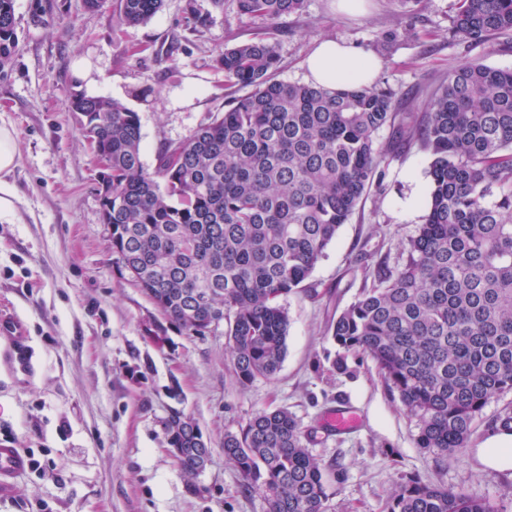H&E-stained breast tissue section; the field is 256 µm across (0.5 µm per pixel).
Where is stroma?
<instances>
[{
	"instance_id": "obj_1",
	"label": "stroma",
	"mask_w": 512,
	"mask_h": 512,
	"mask_svg": "<svg viewBox=\"0 0 512 512\" xmlns=\"http://www.w3.org/2000/svg\"><path fill=\"white\" fill-rule=\"evenodd\" d=\"M457 0H363L353 14L337 0H305L271 28L239 15L236 0H164L149 21L120 26L117 0H14L20 50L0 72V124L14 129L17 166L4 181L14 195L0 216V445L39 460L0 497V512H266L235 466L224 436L255 413L283 408L310 432L308 448L332 483L328 512H387L391 490L409 476L465 488L512 512V472L486 470L473 448L446 465L418 448L416 421L370 358L340 355L329 331L357 298L363 268L401 263L430 188L428 157L387 147L382 178L341 226L309 280L310 293L283 298L287 355L274 378L240 388L223 333L190 336L161 319L117 272L101 220L98 169L71 112L74 94L112 98L137 112L141 157L185 141L222 114L229 86L218 50L265 34L275 43L277 80L306 83L317 40L336 38L377 55L374 84L401 115L421 112L452 71L478 58L512 69V33L471 43L451 25ZM82 60L91 81L76 78ZM26 326L10 339V318ZM344 369H336V359ZM345 407L360 417L336 434L323 415ZM179 409L198 424L211 454L187 477L168 450L162 422Z\"/></svg>"
}]
</instances>
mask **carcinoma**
<instances>
[{"label": "carcinoma", "instance_id": "1", "mask_svg": "<svg viewBox=\"0 0 512 512\" xmlns=\"http://www.w3.org/2000/svg\"><path fill=\"white\" fill-rule=\"evenodd\" d=\"M305 0H238L274 24ZM163 0H119L120 25L146 22ZM455 33L480 43L512 32V0H457ZM19 39L14 0H0V70ZM226 80L253 91L185 142L141 159L138 113L77 95L82 137L112 167V261L166 320L190 336L224 327L231 372L245 389L279 371L289 327L280 300L306 281L373 186L386 150L378 132L428 155L430 195L405 259L364 269L370 283L332 323L345 353L376 365L416 419L418 447L442 461L473 446L487 404L512 391V69L468 61L448 73L422 117L395 123L382 88H324L274 78L278 54L259 37L218 51ZM189 477L207 459L194 419L162 421ZM286 410H264L224 435V457L268 512H327L331 471L309 453ZM388 512H495L463 488L401 482Z\"/></svg>", "mask_w": 512, "mask_h": 512}]
</instances>
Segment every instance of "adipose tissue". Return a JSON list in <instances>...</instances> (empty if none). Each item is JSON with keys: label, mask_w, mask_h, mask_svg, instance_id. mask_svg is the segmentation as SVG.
I'll return each instance as SVG.
<instances>
[{"label": "adipose tissue", "mask_w": 512, "mask_h": 512, "mask_svg": "<svg viewBox=\"0 0 512 512\" xmlns=\"http://www.w3.org/2000/svg\"><path fill=\"white\" fill-rule=\"evenodd\" d=\"M380 66L374 54L332 38L318 41L306 62L308 79L328 88L371 85Z\"/></svg>", "instance_id": "adipose-tissue-1"}]
</instances>
